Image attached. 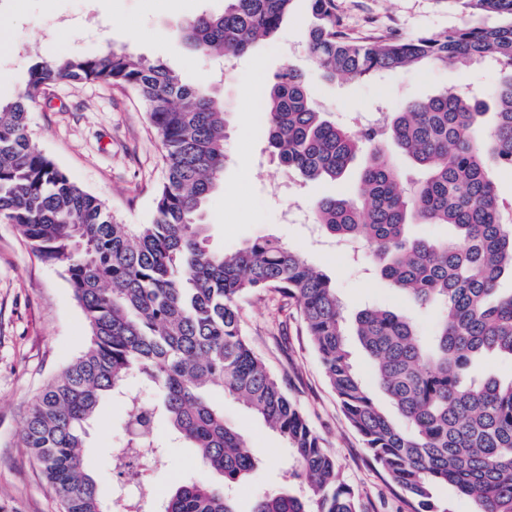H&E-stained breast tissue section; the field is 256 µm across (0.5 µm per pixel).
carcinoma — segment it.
Segmentation results:
<instances>
[{"mask_svg":"<svg viewBox=\"0 0 512 512\" xmlns=\"http://www.w3.org/2000/svg\"><path fill=\"white\" fill-rule=\"evenodd\" d=\"M295 0H226L224 11L187 19L195 51L232 59L273 37ZM305 50L330 81H362L419 64L507 68L490 102L473 91L438 92L388 113L359 133L336 125L314 103L304 75L288 67L263 89L264 133L279 162L312 181L364 164L348 194L316 200L326 234L361 241L394 288L438 317L427 328L381 308L354 317V336L373 366L357 372L345 306L336 285L304 255L271 238L232 251L207 245L204 206L224 170V110L213 94L183 83L160 62L112 50L45 57L24 89L0 102V222L57 266L89 325V340L34 398L18 446L27 449L63 512H102L97 481L81 448L101 401L125 398L127 444L164 463L153 428L164 417L175 437L222 478L175 487L162 512H237L234 489L257 468L247 437L224 419L213 393L259 415L293 453L305 494L267 491L251 512H359L355 492L303 410L247 340L238 302L270 293L294 300L324 375L348 423L403 495L411 512H439L434 492L451 487L474 512H512V378L475 371L485 356L512 361V202L494 166L512 168V0H453L464 21L442 33L353 37L336 0H308ZM72 81L130 88L160 136L164 179L150 224H120L28 135V112L45 90ZM411 160L402 170L392 149ZM412 224H446L451 237L410 235ZM137 376L157 402L125 388ZM381 392L392 411L375 397Z\"/></svg>","mask_w":512,"mask_h":512,"instance_id":"carcinoma-1","label":"carcinoma"}]
</instances>
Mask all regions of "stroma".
I'll return each mask as SVG.
<instances>
[{"label":"stroma","instance_id":"obj_1","mask_svg":"<svg viewBox=\"0 0 512 512\" xmlns=\"http://www.w3.org/2000/svg\"><path fill=\"white\" fill-rule=\"evenodd\" d=\"M225 0H0V101L13 100L39 58L102 49L124 50L169 66L192 86L208 88L224 107V173L208 200L210 244L235 250L258 237L299 249L335 282L349 313L379 306L417 316L430 325L433 312H417L368 263H356L335 240L305 220L315 199L344 191V181L301 182L269 149L257 112L258 86L285 67L301 71L317 106L343 126L356 113L390 112L443 90L477 88L492 93L500 74L488 64L463 68L421 65L361 82H330L305 52L310 11L298 0L273 41L232 62L199 54L179 36L183 22L220 12ZM336 13L356 36L394 31L404 37L456 27L462 15L450 0H336ZM141 35L126 40L127 29ZM33 142L82 188L97 196L124 224H149L163 179L162 144L137 94L110 83L52 87L28 114ZM293 221H285V210ZM241 321L255 351L303 409L336 461L362 512H405L398 489L347 422L328 385L301 322L297 304L267 297L240 303ZM88 324L60 268L41 262L14 225L0 223V512H60L26 449L17 447L22 419L34 394L86 346ZM226 419L246 433L258 467L236 493L241 512L271 488L288 486L291 461L284 440L233 398ZM124 405L105 399L88 430L83 457L108 512H121L122 494L147 489L145 512H159L177 485L216 476L195 450L172 441L166 422L154 435L167 449L161 468L142 469L137 483L120 486L112 469L125 442Z\"/></svg>","mask_w":512,"mask_h":512}]
</instances>
